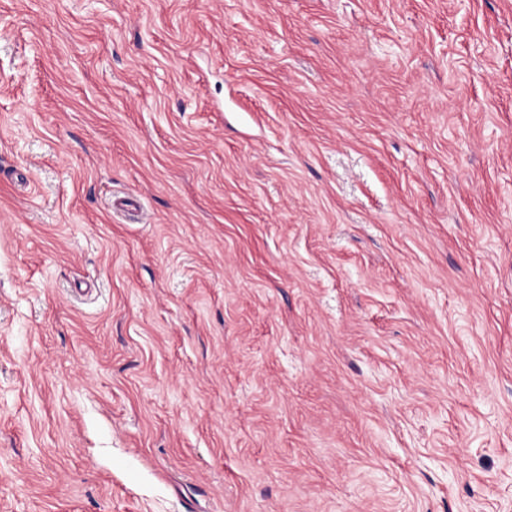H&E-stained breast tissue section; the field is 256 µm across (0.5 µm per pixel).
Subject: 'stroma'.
<instances>
[{
	"label": "stroma",
	"mask_w": 512,
	"mask_h": 512,
	"mask_svg": "<svg viewBox=\"0 0 512 512\" xmlns=\"http://www.w3.org/2000/svg\"><path fill=\"white\" fill-rule=\"evenodd\" d=\"M0 512H512V0H0Z\"/></svg>",
	"instance_id": "1"
}]
</instances>
